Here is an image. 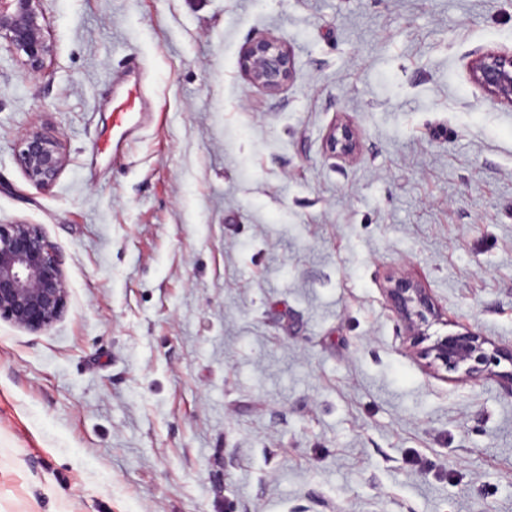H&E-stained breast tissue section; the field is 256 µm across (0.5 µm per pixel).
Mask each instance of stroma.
<instances>
[{
    "instance_id": "stroma-1",
    "label": "stroma",
    "mask_w": 512,
    "mask_h": 512,
    "mask_svg": "<svg viewBox=\"0 0 512 512\" xmlns=\"http://www.w3.org/2000/svg\"><path fill=\"white\" fill-rule=\"evenodd\" d=\"M44 9L41 74L0 48V224L40 226L68 297L0 319V512H512V363L429 371L384 293L512 347V106L469 75L512 0ZM260 38L294 55L274 93L239 67ZM327 143L332 152L343 156H352L357 149L355 134L347 124H335L328 133ZM17 159L28 179L37 186L52 184L65 164L57 140L40 130H31L21 139Z\"/></svg>"
}]
</instances>
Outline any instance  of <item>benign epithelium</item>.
Instances as JSON below:
<instances>
[{
    "label": "benign epithelium",
    "mask_w": 512,
    "mask_h": 512,
    "mask_svg": "<svg viewBox=\"0 0 512 512\" xmlns=\"http://www.w3.org/2000/svg\"><path fill=\"white\" fill-rule=\"evenodd\" d=\"M2 41L27 72H41L54 53L44 26L43 0H0ZM241 68L254 84L276 91L292 79L295 61L286 42L261 38L245 47ZM469 73L485 94L512 106V51L479 55ZM327 143L331 151L343 156L357 149L355 134L346 124L333 126ZM17 159L37 186L52 184L65 164L57 140L40 130H31L21 139ZM66 294L60 255L37 225L0 224V318L31 332L44 330L62 315ZM385 295L407 324L417 355L428 368L461 371L476 378L493 361L505 358L512 363V349L489 351L484 338L470 329L434 339L428 336L427 328L438 314L419 283L390 277Z\"/></svg>",
    "instance_id": "benign-epithelium-1"
}]
</instances>
